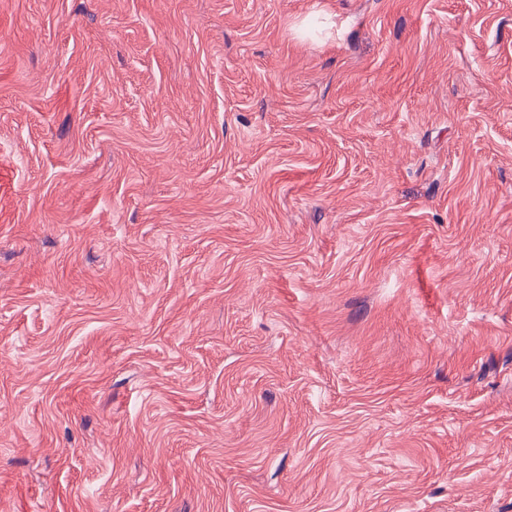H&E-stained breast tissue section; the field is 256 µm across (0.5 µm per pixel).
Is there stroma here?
<instances>
[{"label": "stroma", "mask_w": 512, "mask_h": 512, "mask_svg": "<svg viewBox=\"0 0 512 512\" xmlns=\"http://www.w3.org/2000/svg\"><path fill=\"white\" fill-rule=\"evenodd\" d=\"M0 512H512V0H0Z\"/></svg>", "instance_id": "35a3bbf8"}]
</instances>
